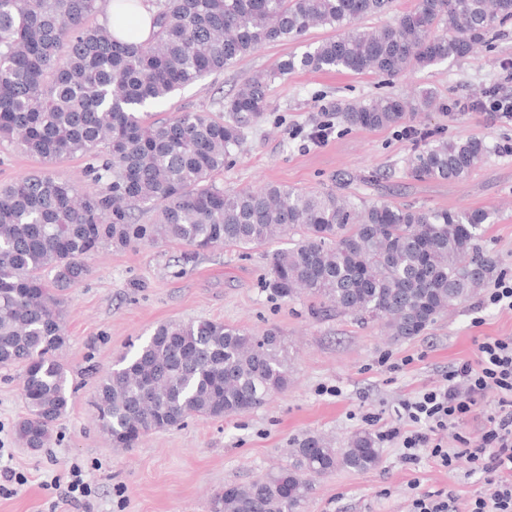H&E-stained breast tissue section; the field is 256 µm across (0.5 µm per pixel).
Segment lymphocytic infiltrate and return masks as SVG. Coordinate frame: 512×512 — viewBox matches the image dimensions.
Wrapping results in <instances>:
<instances>
[{"label":"lymphocytic infiltrate","instance_id":"1","mask_svg":"<svg viewBox=\"0 0 512 512\" xmlns=\"http://www.w3.org/2000/svg\"><path fill=\"white\" fill-rule=\"evenodd\" d=\"M492 399L480 445L455 451L442 447L437 435L462 422L473 409ZM402 417L412 429L398 426L383 432V440L400 445L402 460L417 463L422 449L443 467L466 457L487 476L490 491L475 498L469 512H512V338L487 337L477 345L476 363L451 369L443 383L403 401Z\"/></svg>","mask_w":512,"mask_h":512}]
</instances>
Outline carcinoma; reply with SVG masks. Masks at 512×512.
Here are the masks:
<instances>
[{
	"label": "carcinoma",
	"mask_w": 512,
	"mask_h": 512,
	"mask_svg": "<svg viewBox=\"0 0 512 512\" xmlns=\"http://www.w3.org/2000/svg\"><path fill=\"white\" fill-rule=\"evenodd\" d=\"M100 24L103 0H0V142L52 163L80 155L96 185L80 192L40 171L0 184V368L20 371L24 448H45L72 397L60 351L65 292L90 274L100 249L178 244L197 254L249 250L284 232L265 287L281 299L304 291L312 314L336 311L382 323L396 341L422 334L497 274L479 243L491 213L356 201L341 192L286 185L231 190L213 181L234 159L244 128L264 119L268 87L292 71L393 79L411 68L460 60L512 21V0H415L378 30L356 22L391 0H148L153 31L141 42L125 6ZM313 24L336 29L301 55L244 80L220 102L225 115L179 112L151 120L146 108L179 88L235 66L261 46L300 39ZM127 36L122 41L115 31ZM437 107L431 90L409 101L374 98L337 107L353 127L401 125ZM407 160L417 181H461L484 162L485 142L413 131ZM284 341L219 321L159 325L121 354L98 383L93 407L118 448L194 416L221 419L260 405L288 385ZM369 432L344 448L307 434L286 462L217 492L211 512H302L317 478L380 464Z\"/></svg>",
	"instance_id": "1"
}]
</instances>
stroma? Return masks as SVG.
<instances>
[{"label": "stroma", "instance_id": "stroma-1", "mask_svg": "<svg viewBox=\"0 0 512 512\" xmlns=\"http://www.w3.org/2000/svg\"><path fill=\"white\" fill-rule=\"evenodd\" d=\"M314 26L301 40L263 46L235 66L185 86L150 108L161 119L182 111L219 112L222 97L252 75L270 70L306 45L334 38ZM512 60V24L491 44L458 61L417 68L387 80L374 75L297 71L271 82L270 109L246 131L233 163L214 176L227 189L280 183L303 191L339 190L367 202L394 201L451 211L485 209L492 221L481 244L512 280V125L488 113L461 109L485 87L503 81ZM433 91L440 109L416 116L417 129L448 139L477 136L489 154L466 180L417 181L406 170L413 143L404 126L368 130L347 125L337 104L385 95L417 97ZM328 120L327 141H304L313 125ZM269 249L217 248L185 254L176 244L101 250L92 274L64 303L68 343L62 362L76 393L55 427L50 447H19L13 426L25 412L18 370L0 369V447L6 465L28 481L0 495V512H48L57 498L46 488L71 462L87 464L96 489L90 506L57 512H210V498L229 483H246L276 469L294 440L322 435L343 447L355 433L400 425L402 400L437 386L452 366L475 361L485 337H512V310L473 298L440 316L424 333L393 341L377 325L331 312L311 313L307 296L283 300L265 288ZM220 321L251 333L275 327L288 352V385L263 404L219 420L195 417L184 426L150 433L133 449L112 447L100 431L93 395L116 358L169 321ZM397 444L380 445L381 462L367 471L340 468L320 478L304 512H409L415 493L452 496L457 512L488 494L486 476L466 460L444 468L428 452L417 465L401 459Z\"/></svg>", "mask_w": 512, "mask_h": 512}]
</instances>
